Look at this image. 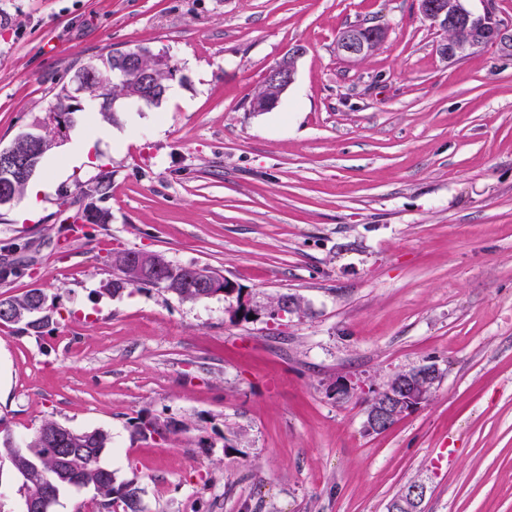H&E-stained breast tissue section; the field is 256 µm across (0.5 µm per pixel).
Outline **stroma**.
<instances>
[{"mask_svg": "<svg viewBox=\"0 0 512 512\" xmlns=\"http://www.w3.org/2000/svg\"><path fill=\"white\" fill-rule=\"evenodd\" d=\"M0 144L57 86L114 48L170 52L160 107L57 135L38 218L0 210V298L42 289L38 333L0 326V419L100 429L104 465L147 512H512V56L440 54L414 0H0ZM387 35L336 54L348 25ZM269 112L246 98L294 45ZM97 140L87 163L70 149ZM103 224L71 232L89 180ZM116 250L207 266L237 295L112 294ZM283 294L300 311L274 313ZM443 372L390 430L364 397L423 364ZM350 389L334 393L337 382ZM183 423L164 437L139 419ZM352 26L362 28L363 24H354L345 27L336 39V53L345 59L356 60L362 58L365 54L369 55L374 52L385 39V30L379 25L374 28L373 34L369 38H365L366 34L369 32L368 27L362 29L361 34L365 36L363 37L359 33L360 29L348 28ZM426 488L423 484H414L398 495L390 504L389 512H422L421 505Z\"/></svg>", "mask_w": 512, "mask_h": 512, "instance_id": "1", "label": "stroma"}]
</instances>
